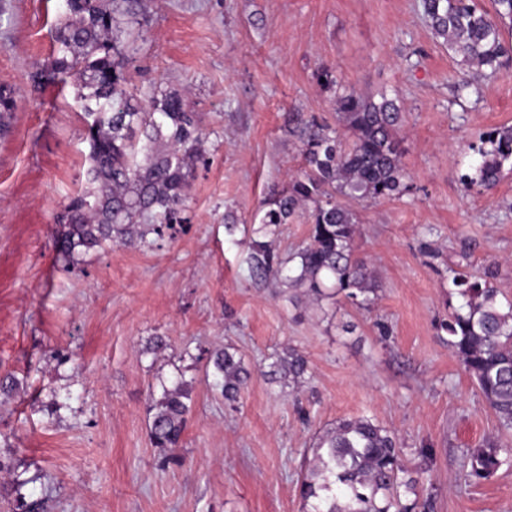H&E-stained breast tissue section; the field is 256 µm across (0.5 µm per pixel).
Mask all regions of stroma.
Wrapping results in <instances>:
<instances>
[{
	"instance_id": "35a3bbf8",
	"label": "stroma",
	"mask_w": 512,
	"mask_h": 512,
	"mask_svg": "<svg viewBox=\"0 0 512 512\" xmlns=\"http://www.w3.org/2000/svg\"><path fill=\"white\" fill-rule=\"evenodd\" d=\"M63 0H0V86L17 108L0 136V512L17 495L48 512H307L302 454L336 420L393 430L431 512H512V466L469 482L467 449L512 447L448 348L461 299L449 269L512 297V172L465 191L468 144L512 125V68L475 75L435 39L421 0H141L127 78L142 100L185 93L204 156L186 223L68 260L61 206L85 186L88 144L74 83L32 86ZM331 69L407 115L402 198L355 200L356 251L378 301H289L250 272L265 200L302 166L289 117L335 125ZM161 350H154L156 340ZM233 346L252 372L227 405L207 372ZM308 363L299 389L267 375L273 353ZM183 378L192 411L176 458L149 441L150 395Z\"/></svg>"
}]
</instances>
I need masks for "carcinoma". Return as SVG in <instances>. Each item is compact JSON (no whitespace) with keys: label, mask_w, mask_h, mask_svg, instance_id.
<instances>
[{"label":"carcinoma","mask_w":512,"mask_h":512,"mask_svg":"<svg viewBox=\"0 0 512 512\" xmlns=\"http://www.w3.org/2000/svg\"><path fill=\"white\" fill-rule=\"evenodd\" d=\"M67 16L55 29L52 59L34 75L33 88L72 77L84 110L88 143L86 187L57 216L63 225L55 244L65 258L112 243L133 245L163 228L186 222L184 201L202 156L200 117L186 95L159 89L148 103L129 90L130 59L114 33L122 21L136 20L139 0H66ZM422 0L433 35L470 71L495 73L512 66V0ZM318 78L335 90L339 128L311 121L295 127L302 143L303 170L267 202L254 233L265 236L303 213L311 224L308 240L293 253L252 240V274L270 280L312 305L341 298L371 309L377 300L374 272L357 255L359 221L339 198L395 199L409 191L402 165L400 132L405 112L385 95L376 102L338 88L333 72ZM16 109L11 89L0 86V127ZM475 155L463 185L493 189L505 165H512V126H502L469 144ZM463 304L448 316V349L473 379L501 425L512 427V299L482 277L449 270ZM270 374L300 387L306 359L294 351L270 356ZM216 386L224 400L236 401L251 373L231 346L210 355ZM191 390L183 381L163 388L149 406L153 447L175 453L182 443ZM305 459L300 481L310 512H422L419 478L404 463L394 432L375 419H341L319 433ZM512 463V450L488 440L469 455L468 479L489 481Z\"/></svg>","instance_id":"carcinoma-1"}]
</instances>
